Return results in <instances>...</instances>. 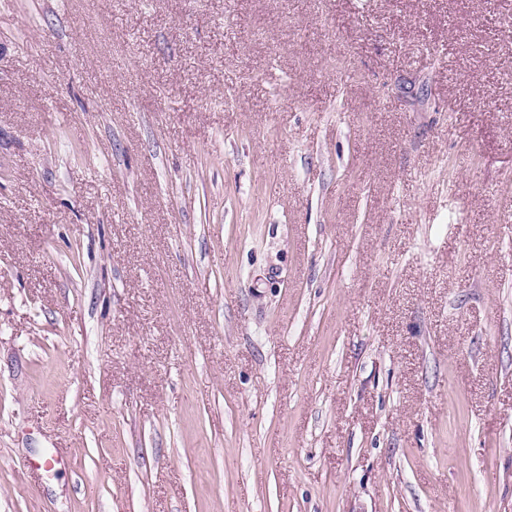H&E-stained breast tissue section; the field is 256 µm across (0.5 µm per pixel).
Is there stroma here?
Listing matches in <instances>:
<instances>
[{
    "label": "stroma",
    "instance_id": "stroma-1",
    "mask_svg": "<svg viewBox=\"0 0 512 512\" xmlns=\"http://www.w3.org/2000/svg\"><path fill=\"white\" fill-rule=\"evenodd\" d=\"M0 512H512V0H0Z\"/></svg>",
    "mask_w": 512,
    "mask_h": 512
}]
</instances>
